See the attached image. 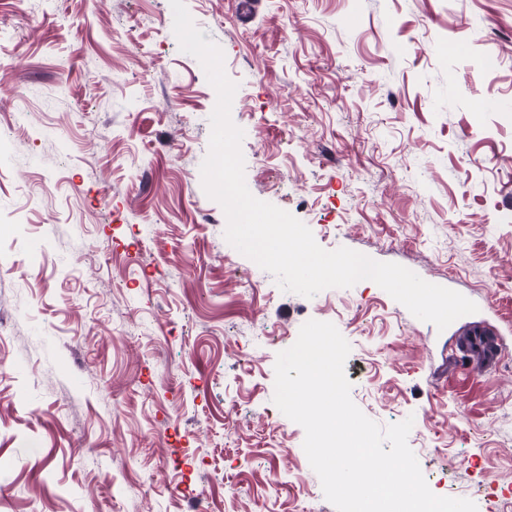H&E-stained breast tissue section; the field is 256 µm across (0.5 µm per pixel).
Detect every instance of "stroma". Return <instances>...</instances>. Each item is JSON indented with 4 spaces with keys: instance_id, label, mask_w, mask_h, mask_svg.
<instances>
[{
    "instance_id": "35a3bbf8",
    "label": "stroma",
    "mask_w": 512,
    "mask_h": 512,
    "mask_svg": "<svg viewBox=\"0 0 512 512\" xmlns=\"http://www.w3.org/2000/svg\"><path fill=\"white\" fill-rule=\"evenodd\" d=\"M185 0L237 83L251 194L324 249L475 302L445 330L371 281L311 298L225 239L216 92L170 0H0V512H335L273 403L301 326L434 494L512 488V0ZM502 360L448 356L463 328Z\"/></svg>"
}]
</instances>
